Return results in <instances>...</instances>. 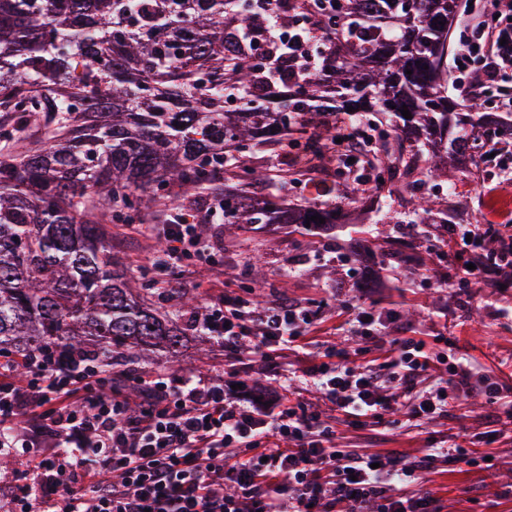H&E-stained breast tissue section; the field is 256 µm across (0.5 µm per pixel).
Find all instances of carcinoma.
Wrapping results in <instances>:
<instances>
[{"mask_svg":"<svg viewBox=\"0 0 512 512\" xmlns=\"http://www.w3.org/2000/svg\"><path fill=\"white\" fill-rule=\"evenodd\" d=\"M341 0L319 70L263 86L248 44L270 18L245 0H0V112L33 126L26 148L0 151V355L94 351L111 361L174 352L177 321L148 303L112 255L106 225L194 193L215 172L238 176L244 153L288 133L298 114L330 99L358 117L390 116L372 167L442 175L448 157L512 137L448 98V42L458 0ZM233 88L238 111L224 105ZM411 112L406 119L402 110ZM430 219L448 213L428 196ZM224 223H336V206L301 209L224 191Z\"/></svg>","mask_w":512,"mask_h":512,"instance_id":"cac0c4a2","label":"carcinoma"}]
</instances>
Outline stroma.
Returning <instances> with one entry per match:
<instances>
[{
    "label": "stroma",
    "mask_w": 512,
    "mask_h": 512,
    "mask_svg": "<svg viewBox=\"0 0 512 512\" xmlns=\"http://www.w3.org/2000/svg\"><path fill=\"white\" fill-rule=\"evenodd\" d=\"M338 118L335 110L314 114L313 124L299 128L294 141H269L246 157L256 169L288 170V179L274 184H248V196H275L291 205L311 202L338 204L341 222L321 230L302 224H254L227 233L213 225L204 238V254L190 253L183 269L190 272L189 290L203 307L221 302L225 293L249 297L267 306L277 302L316 306L322 311L319 329L303 350L289 357L296 371L318 362L325 349L341 344L361 348L360 340L345 336L338 325L345 304L378 305L399 316H411L414 336L433 341L448 339L452 355L468 360L477 371H489L512 388V287L500 290L486 283L450 287L459 262L444 242L446 226H436L422 239L406 230L416 215L414 194L437 197L447 207L452 223L493 224L512 234V209L501 202L512 200V163L503 154L488 156L480 144L447 175L431 176L416 171L415 192L374 194L358 184V176L343 169L335 146L324 137L326 127ZM169 208L147 212L140 223H112V251L133 275H146L161 283L156 296L166 309L176 299L165 284L166 272L152 262L162 236L146 233L145 225L163 224ZM186 339L174 354L154 355L152 372L169 373L170 361H178V377H223L226 385L247 381L249 392L272 394L280 380L265 362L243 350L225 353L208 336L185 328ZM490 405L479 393H463L461 404L449 405L445 418L415 426L402 421L387 427H351L337 423L339 445L366 454L420 456L429 439L444 440L464 432H483L490 425ZM478 452L491 454L488 467L462 463L441 464L427 474L423 488L437 497L443 512H512V439L503 437L481 444ZM50 448H9L0 459L9 463L0 474V499L14 491L20 479L33 473L39 461L52 457Z\"/></svg>",
    "instance_id": "1"
}]
</instances>
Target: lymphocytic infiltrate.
<instances>
[{
  "mask_svg": "<svg viewBox=\"0 0 512 512\" xmlns=\"http://www.w3.org/2000/svg\"><path fill=\"white\" fill-rule=\"evenodd\" d=\"M266 10L263 78L315 72L318 60L307 48L325 39V29L310 19L286 41L273 0ZM456 67L477 72L469 95L512 109V0H495L464 42ZM164 234L162 262L170 268L200 243L183 215L165 225ZM448 241L457 258L469 262L463 282L512 274V235L493 225H449ZM346 310L350 335L375 346L398 337L378 364L331 348L309 368L311 387L348 423H384L399 404L410 419L436 420L447 415L454 392L466 389L486 396L490 424L512 430V399L493 375L473 372L447 350L430 352L425 340L405 336L393 311L352 304ZM320 319L319 311L296 304L259 307L228 295L201 326L225 350L251 341L256 356L270 361L296 352ZM131 377L125 370L99 376L97 358L84 352L61 362H28L22 383L11 367L0 366V447L11 445L7 427L31 414V444L55 450L42 464L54 512H442L435 496L411 492V485L440 463L478 467L486 461L456 444L429 446L413 461L360 454L338 447L334 427L313 403L286 405L275 395L255 400L196 376L155 374L141 393L139 416L132 417L123 387Z\"/></svg>",
  "mask_w": 512,
  "mask_h": 512,
  "instance_id": "lymphocytic-infiltrate-1",
  "label": "lymphocytic infiltrate"
}]
</instances>
